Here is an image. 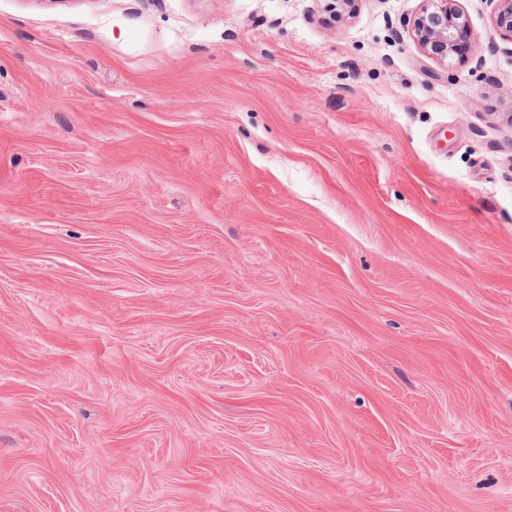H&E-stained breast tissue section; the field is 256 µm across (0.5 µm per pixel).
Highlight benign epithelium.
Here are the masks:
<instances>
[{
	"instance_id": "obj_1",
	"label": "benign epithelium",
	"mask_w": 512,
	"mask_h": 512,
	"mask_svg": "<svg viewBox=\"0 0 512 512\" xmlns=\"http://www.w3.org/2000/svg\"><path fill=\"white\" fill-rule=\"evenodd\" d=\"M322 11L340 22L354 19L361 0H317ZM426 5L408 21L409 33L419 50L443 64L475 53L479 40L470 28L459 0H425ZM490 22L500 40L512 44V0H486Z\"/></svg>"
}]
</instances>
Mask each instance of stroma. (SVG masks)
I'll list each match as a JSON object with an SVG mask.
<instances>
[{"label":"stroma","instance_id":"obj_1","mask_svg":"<svg viewBox=\"0 0 512 512\" xmlns=\"http://www.w3.org/2000/svg\"><path fill=\"white\" fill-rule=\"evenodd\" d=\"M0 0V512H512V54L460 0ZM323 12L329 13L339 22L348 23L354 19L361 0H317ZM424 1L426 5L407 25L419 50L442 64L474 54L479 40L471 30L459 0Z\"/></svg>","mask_w":512,"mask_h":512}]
</instances>
